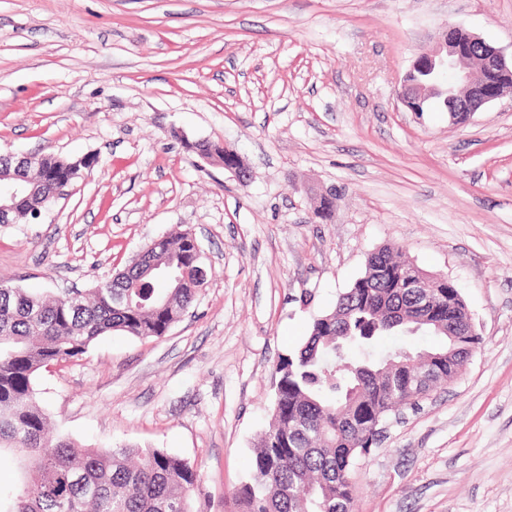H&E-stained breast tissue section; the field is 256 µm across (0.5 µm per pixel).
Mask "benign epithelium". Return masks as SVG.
<instances>
[{
	"mask_svg": "<svg viewBox=\"0 0 512 512\" xmlns=\"http://www.w3.org/2000/svg\"><path fill=\"white\" fill-rule=\"evenodd\" d=\"M448 75V84L444 92L448 93L450 111L468 119L484 105L503 96V92H488L485 85L491 77L512 79V58L481 37L457 26H450L442 31L436 45L429 52L417 55L406 71L400 94V102L409 112L417 111L415 104L424 99V84L420 77L438 80L442 74ZM458 86L471 92L470 102L457 106L455 89ZM37 162V156L28 153L13 154L9 168L0 169V223L8 224L19 204L18 195L23 186L16 183L20 174L31 169ZM224 169L234 173L242 183L249 177V171L241 156L232 149L224 148ZM441 280L438 274L421 273L411 282L410 287L422 302H428L431 288Z\"/></svg>",
	"mask_w": 512,
	"mask_h": 512,
	"instance_id": "obj_1",
	"label": "benign epithelium"
}]
</instances>
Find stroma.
<instances>
[{"label": "stroma", "instance_id": "obj_1", "mask_svg": "<svg viewBox=\"0 0 512 512\" xmlns=\"http://www.w3.org/2000/svg\"><path fill=\"white\" fill-rule=\"evenodd\" d=\"M448 26L512 52V0H0V151L98 159L0 225V282L84 291L184 228L206 256L166 336L40 371L56 432L178 454L198 512H239L279 356L396 243L458 285L481 343L358 460L354 512H512V95L463 125L397 99Z\"/></svg>", "mask_w": 512, "mask_h": 512}]
</instances>
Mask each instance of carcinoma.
I'll use <instances>...</instances> for the list:
<instances>
[{"mask_svg":"<svg viewBox=\"0 0 512 512\" xmlns=\"http://www.w3.org/2000/svg\"><path fill=\"white\" fill-rule=\"evenodd\" d=\"M40 158L47 172L65 173L72 163L52 153ZM29 189L34 196L18 205V221L52 183L36 179ZM144 251L140 263L70 301L0 282V458L10 457L20 473L16 485L0 488V512H195L199 473L190 461L161 448L83 447L54 432L37 400L40 370L81 357L106 333L159 339L195 300L202 257L191 230L161 236ZM399 251L371 252L363 275L313 320L304 344L279 359L272 423L238 491L242 512H341L353 504L356 462L395 408L410 405L409 384L426 372L431 393L479 347V336L448 335V324L457 329L467 318L455 283L438 285L433 304L418 307L404 288L415 264ZM159 277L169 287H156ZM417 325L441 345L411 362L374 355L383 336Z\"/></svg>","mask_w":512,"mask_h":512,"instance_id":"obj_1","label":"carcinoma"}]
</instances>
